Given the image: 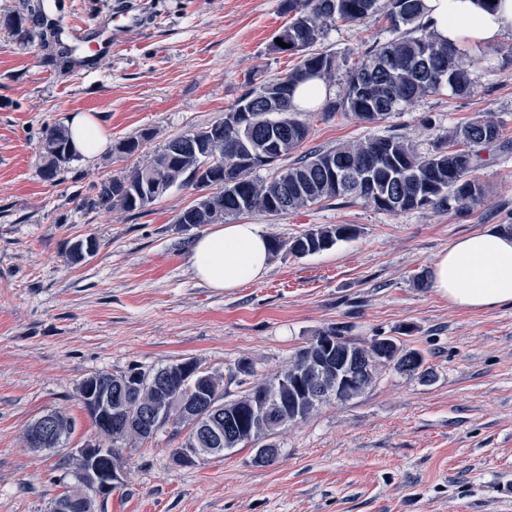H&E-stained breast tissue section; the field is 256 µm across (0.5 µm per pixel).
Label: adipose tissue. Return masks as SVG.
Wrapping results in <instances>:
<instances>
[{
	"instance_id": "ef3b65f1",
	"label": "adipose tissue",
	"mask_w": 512,
	"mask_h": 512,
	"mask_svg": "<svg viewBox=\"0 0 512 512\" xmlns=\"http://www.w3.org/2000/svg\"><path fill=\"white\" fill-rule=\"evenodd\" d=\"M425 19L448 44L492 43L512 32V0L495 11L476 0H425ZM78 153L91 158L107 143L93 116L81 112L69 122ZM267 236L256 224H227L199 237L192 248L193 274L208 287L229 290L262 278L269 268ZM432 286L450 305L489 310L512 304V233L491 229L457 240L432 263Z\"/></svg>"
}]
</instances>
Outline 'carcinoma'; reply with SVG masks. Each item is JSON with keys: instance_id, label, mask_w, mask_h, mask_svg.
I'll return each instance as SVG.
<instances>
[{"instance_id": "carcinoma-1", "label": "carcinoma", "mask_w": 512, "mask_h": 512, "mask_svg": "<svg viewBox=\"0 0 512 512\" xmlns=\"http://www.w3.org/2000/svg\"><path fill=\"white\" fill-rule=\"evenodd\" d=\"M378 3L284 0V11L291 15L288 50L299 53L295 66L283 75L250 83L224 117L172 139L129 173L101 182L83 198L82 205L91 210L118 207L133 212L154 203L175 186L192 189L202 180L213 187L212 198L198 199L177 215L175 223L222 224L228 217L253 211L275 217L340 197L358 199L386 212L422 209L463 213L482 205L485 187L473 176L479 162L477 148L500 138V125L488 116L456 129L453 145L442 144L429 154H420L412 143L399 137H369L311 152L283 170L274 168L282 157L297 150L310 132L293 103L295 90L313 78L331 80L339 67L336 56L319 44L336 22L363 23L377 12ZM385 8L394 37L366 52L349 68L344 96L326 102L325 111L347 112L357 120L377 123L446 86L459 94L473 90L472 71L463 63V53L437 40L423 21V0H385ZM6 25L22 40L32 36L21 13L8 16ZM237 112L242 116L236 124L224 121ZM150 139L151 134L142 131L119 142L115 150L132 155ZM39 156L41 178L61 180L79 157L66 126L57 124L43 130ZM262 167L274 168L270 178L254 175ZM355 235L356 229L349 224L320 226L287 242L271 239V251L286 249L308 255ZM324 336L336 338L341 353L370 366L352 390V398L371 387L385 368L380 363L382 351L393 360L390 368L394 371L424 382L434 377L421 353L405 348L394 336H378L360 345L346 338L341 329L331 327L317 332L272 379L257 382L238 398L224 402L223 447L232 450L250 444L254 464H271L258 453V447H279L273 438L289 425L283 417L295 399L282 387L281 379L305 364ZM157 396L154 389L143 386L120 400L132 414L138 405ZM166 396L168 424L175 428L185 425L182 406L196 400L195 388L181 380ZM262 398L277 409L255 429L251 426L252 410ZM53 414L59 423L53 447L58 448L74 432L75 422L60 410Z\"/></svg>"}]
</instances>
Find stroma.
Masks as SVG:
<instances>
[{
    "instance_id": "stroma-1",
    "label": "stroma",
    "mask_w": 512,
    "mask_h": 512,
    "mask_svg": "<svg viewBox=\"0 0 512 512\" xmlns=\"http://www.w3.org/2000/svg\"><path fill=\"white\" fill-rule=\"evenodd\" d=\"M36 4L0 0V512H48L74 483L69 451L97 436L78 397L89 374L191 359L222 377L229 401L331 327L361 344L399 338L424 354L433 381L389 370L362 395L320 405L280 431L270 466L245 448L177 467L170 454L180 439L160 430L123 450L122 482L102 512H512L500 497L512 484V306L453 307L416 281L458 238L512 224V33L464 46L479 62L471 93L446 88L379 123L305 115L306 153L373 136L428 153L457 126L493 114L502 138L479 151L483 205L391 213L332 199L276 217L244 213L239 222L271 238L332 224L359 233L318 253L272 255L262 279L224 291L190 267L194 240L209 230L176 221L195 204L193 191L172 188L139 213L80 202L94 184L223 116L251 80L292 68L296 55L270 50L289 22L282 0H52L45 20ZM19 12L32 29L50 22L51 34L18 41L4 21ZM64 21L111 28L110 54L77 70L57 44ZM390 37L380 11L329 30L323 47L340 67L328 99L341 98L348 68ZM77 112L94 115L111 145L45 181L42 131ZM144 130L152 138L143 152H115ZM86 238L95 252L71 262L69 248ZM243 359L254 375L236 374ZM51 410L71 416L74 433L51 451L27 448L25 428Z\"/></svg>"
}]
</instances>
